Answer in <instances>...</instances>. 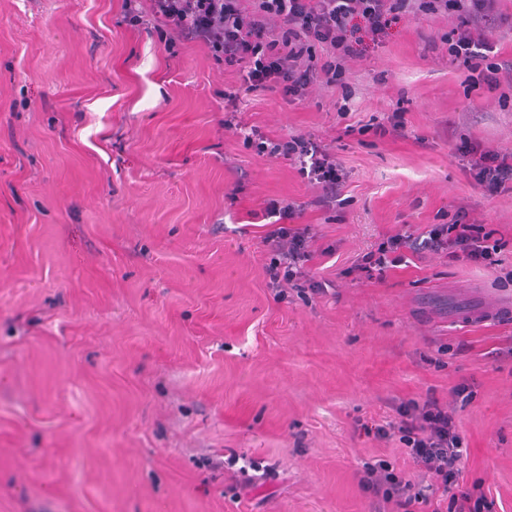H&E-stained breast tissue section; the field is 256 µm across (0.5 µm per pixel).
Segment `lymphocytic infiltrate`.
<instances>
[{"instance_id":"f902f5d3","label":"lymphocytic infiltrate","mask_w":512,"mask_h":512,"mask_svg":"<svg viewBox=\"0 0 512 512\" xmlns=\"http://www.w3.org/2000/svg\"><path fill=\"white\" fill-rule=\"evenodd\" d=\"M212 4L224 17L223 32L201 21H188L180 0H151V9L179 33L211 45L225 67L243 70L249 90L269 89L287 101L305 98L320 78L327 85L345 87L347 62L359 55L361 32L381 33L401 16H448L453 23L448 52L473 72V86L496 84L501 71H512V60L491 58L492 34L501 24L496 0H212ZM255 148L306 166L326 198H335L343 183L342 165L313 141L294 137L270 143L262 138ZM456 155L486 196L512 189V156L468 144L458 147ZM271 239L288 276L306 277L305 265L311 259L307 229L282 226ZM503 246L496 229L469 219L461 208L451 223L432 225L425 236L389 237L358 270L370 279L404 264L407 255L426 252H444L489 268L497 265ZM398 413L399 421L374 423L365 432L378 440L398 438L420 477H435L448 503L432 512H491L480 487L460 484L463 450L447 408L429 398L401 405ZM363 468L361 485L382 499H397L402 512H420V505L429 504L426 488H415L387 460L367 462Z\"/></svg>"}]
</instances>
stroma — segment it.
<instances>
[{"instance_id":"35a3bbf8","label":"stroma","mask_w":512,"mask_h":512,"mask_svg":"<svg viewBox=\"0 0 512 512\" xmlns=\"http://www.w3.org/2000/svg\"><path fill=\"white\" fill-rule=\"evenodd\" d=\"M449 27L401 17L346 89L289 102L147 0H0V512H401L357 474L414 466L360 426L430 396L464 485L512 512V190L455 156L512 154V84L471 87ZM396 111L403 136L374 137ZM253 128L336 158L339 201ZM273 200L326 294L271 287ZM462 206L503 235L498 265L428 252L359 278ZM456 155L486 196L493 197L507 187L512 189V156L468 143L459 146Z\"/></svg>"}]
</instances>
